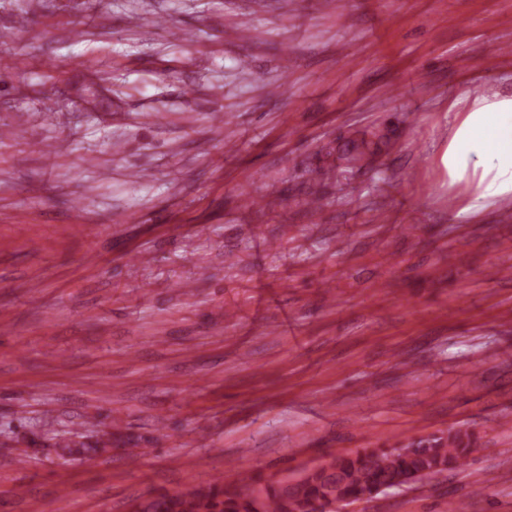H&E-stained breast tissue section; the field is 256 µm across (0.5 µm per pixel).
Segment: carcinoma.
<instances>
[{
    "mask_svg": "<svg viewBox=\"0 0 512 512\" xmlns=\"http://www.w3.org/2000/svg\"><path fill=\"white\" fill-rule=\"evenodd\" d=\"M382 136L362 134L353 139L338 156L346 169L361 168L380 150ZM416 451L404 455L397 448H364L339 458L343 471L341 481H330L324 469L306 472L297 490L288 491L282 484L270 483L249 491L252 478L236 474L228 481H215L192 493L164 492L142 499L133 512H307L311 502L320 503V512H336V502L357 499L376 491L403 487L407 482H422L444 470L465 465L475 438L460 430L446 437H426L415 442Z\"/></svg>",
    "mask_w": 512,
    "mask_h": 512,
    "instance_id": "1",
    "label": "carcinoma"
}]
</instances>
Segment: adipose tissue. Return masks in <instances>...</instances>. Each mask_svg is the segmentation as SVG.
I'll return each instance as SVG.
<instances>
[{"label": "adipose tissue", "instance_id": "1", "mask_svg": "<svg viewBox=\"0 0 512 512\" xmlns=\"http://www.w3.org/2000/svg\"><path fill=\"white\" fill-rule=\"evenodd\" d=\"M448 139L435 162L460 187L459 213L475 215L512 198V90L466 92L448 105Z\"/></svg>", "mask_w": 512, "mask_h": 512}]
</instances>
